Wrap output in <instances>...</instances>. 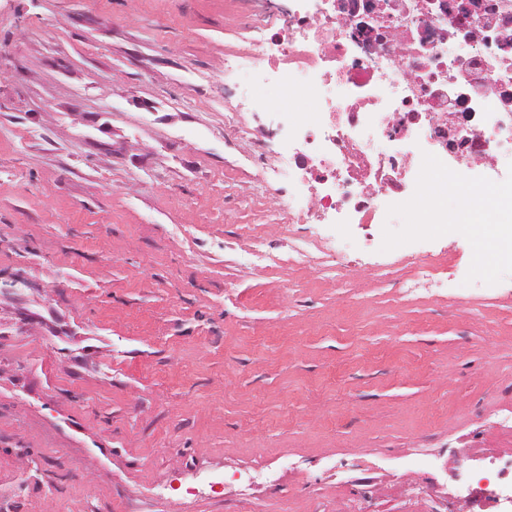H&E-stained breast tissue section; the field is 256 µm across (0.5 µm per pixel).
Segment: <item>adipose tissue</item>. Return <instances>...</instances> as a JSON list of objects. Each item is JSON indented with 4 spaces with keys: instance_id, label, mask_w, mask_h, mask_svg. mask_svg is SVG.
<instances>
[{
    "instance_id": "adipose-tissue-1",
    "label": "adipose tissue",
    "mask_w": 512,
    "mask_h": 512,
    "mask_svg": "<svg viewBox=\"0 0 512 512\" xmlns=\"http://www.w3.org/2000/svg\"><path fill=\"white\" fill-rule=\"evenodd\" d=\"M428 191L438 201L448 202L449 207L439 213H424V223L443 224L449 232H467L491 242L512 227V204L502 202L497 194L479 196L462 205L454 200V185L442 176L429 181Z\"/></svg>"
}]
</instances>
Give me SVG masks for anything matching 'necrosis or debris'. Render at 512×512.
Masks as SVG:
<instances>
[{
    "label": "necrosis or debris",
    "instance_id": "necrosis-or-debris-1",
    "mask_svg": "<svg viewBox=\"0 0 512 512\" xmlns=\"http://www.w3.org/2000/svg\"><path fill=\"white\" fill-rule=\"evenodd\" d=\"M241 19L238 58L310 100L288 115L283 164L302 187L288 224H372L445 171L461 203L512 192V0H291ZM512 498V460L468 512Z\"/></svg>",
    "mask_w": 512,
    "mask_h": 512
}]
</instances>
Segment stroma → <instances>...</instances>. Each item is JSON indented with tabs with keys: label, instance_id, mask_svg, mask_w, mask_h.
<instances>
[{
	"label": "stroma",
	"instance_id": "35a3bbf8",
	"mask_svg": "<svg viewBox=\"0 0 512 512\" xmlns=\"http://www.w3.org/2000/svg\"><path fill=\"white\" fill-rule=\"evenodd\" d=\"M262 2L0 0V512H336L363 478L402 512L498 444L512 258L408 201L249 255L252 139L288 142L224 60ZM412 250L447 287L405 292Z\"/></svg>",
	"mask_w": 512,
	"mask_h": 512
}]
</instances>
